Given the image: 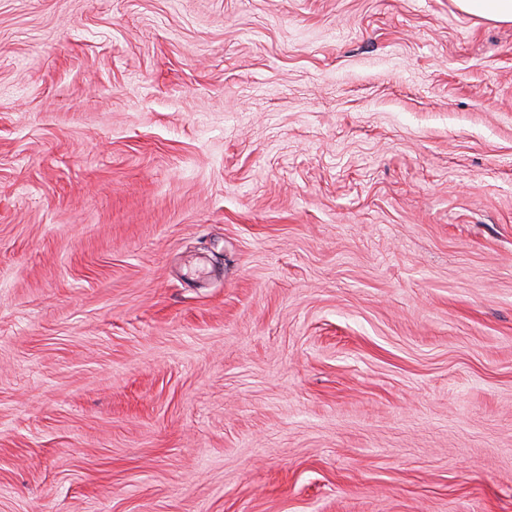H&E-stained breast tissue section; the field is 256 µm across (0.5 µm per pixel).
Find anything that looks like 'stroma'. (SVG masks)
I'll use <instances>...</instances> for the list:
<instances>
[{"label": "stroma", "instance_id": "35a3bbf8", "mask_svg": "<svg viewBox=\"0 0 512 512\" xmlns=\"http://www.w3.org/2000/svg\"><path fill=\"white\" fill-rule=\"evenodd\" d=\"M0 512H512V24L0 0Z\"/></svg>", "mask_w": 512, "mask_h": 512}]
</instances>
